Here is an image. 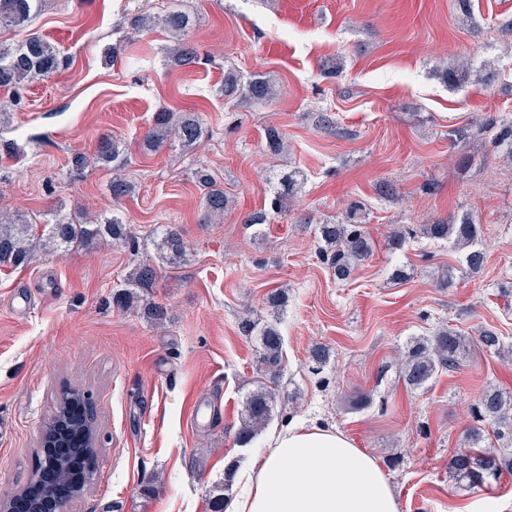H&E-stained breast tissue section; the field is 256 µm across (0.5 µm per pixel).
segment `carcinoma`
<instances>
[{
	"mask_svg": "<svg viewBox=\"0 0 512 512\" xmlns=\"http://www.w3.org/2000/svg\"><path fill=\"white\" fill-rule=\"evenodd\" d=\"M40 0H0V32L12 31L23 36L18 43L0 41V88L20 89L26 83L57 72L65 62L60 49L43 37L29 32V23L35 15ZM193 23L190 12L173 7L163 15H140L131 19L138 30L163 29L173 44L168 47V59L173 65L190 67L198 58L197 49L187 39ZM443 83L460 87L468 82L471 71L465 61H460L439 71ZM277 96L275 85L266 76L253 75L242 80L234 69L224 70V97L228 100L266 104ZM490 134L493 148L512 158V120L492 116L476 130V135ZM204 130L197 113L176 112L168 108L157 110L152 124L142 139L146 151L156 152L165 146L178 145L184 150L193 149L203 138ZM266 147L273 155L283 153L287 141L275 126L266 129ZM94 161L112 171L110 191L112 201L120 203L135 192V186L121 174L126 164L123 144L116 139L99 142ZM195 178L203 189L202 207L204 219L211 222L224 216L230 199L223 185L205 167L195 170ZM304 184L299 170H290L280 178L281 191L271 203L275 214L288 210V201ZM363 204L349 203L343 219L337 224H319L318 238L325 244L321 251L327 264L333 269L338 281L349 278L356 263L372 253V239L362 227ZM423 234L437 240H452L453 245L465 249L467 268L478 272L486 262V255L477 247L481 224L466 214L454 223L437 222L422 225ZM159 238L154 241L157 262L137 265L125 278L123 288L112 293V304L129 309L137 306L138 314L151 323L166 319V310L147 299L140 298V290L154 283L158 270L166 264L170 267L180 261L189 249L188 243L178 230L161 225ZM130 238V228L117 216L101 215L80 224L56 212L43 224H34L20 215L0 221V266H26L36 254L67 252L77 246L90 247L102 240L123 243ZM246 333L257 332L260 348L258 362L261 369L276 379L282 370L283 338L276 325L259 326L247 322ZM503 348L500 334L484 328L477 336H464L446 328L431 337L411 341L403 353L401 376L411 390L429 388L439 374L454 371L463 359L478 349L497 352ZM275 408V393L266 388L252 392L244 402V423L238 432V443L247 444L271 419ZM473 421L464 434L467 448L456 451L448 460V473L456 482H464L472 488H485L500 480L503 474L512 473V393L499 389H486L470 407ZM235 465L224 470V481L209 495L210 512H224L226 496L233 487Z\"/></svg>",
	"mask_w": 512,
	"mask_h": 512,
	"instance_id": "1",
	"label": "carcinoma"
}]
</instances>
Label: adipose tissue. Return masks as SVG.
<instances>
[{"label": "adipose tissue", "mask_w": 512, "mask_h": 512, "mask_svg": "<svg viewBox=\"0 0 512 512\" xmlns=\"http://www.w3.org/2000/svg\"><path fill=\"white\" fill-rule=\"evenodd\" d=\"M236 477L226 512H399L378 461L343 432L291 422Z\"/></svg>", "instance_id": "1"}]
</instances>
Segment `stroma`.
<instances>
[{
  "mask_svg": "<svg viewBox=\"0 0 512 512\" xmlns=\"http://www.w3.org/2000/svg\"><path fill=\"white\" fill-rule=\"evenodd\" d=\"M196 15L189 38L202 61L168 65L161 30L134 32L129 19L161 12L168 0H44L32 23L67 63L18 95L0 91V213L41 219L54 210L75 220L119 209L134 238L38 255L28 267L0 266V496L26 484L39 428L62 391L93 397L101 445L98 471L69 512H209L208 491L231 461L265 446L237 441L246 396L260 379L256 340L244 320L275 323L283 336L282 394L293 395L272 426L302 419L345 433L381 463L399 512H512V478L483 491L456 484L448 459L472 424L470 407L487 387L512 390V362L477 352L441 374L429 391L407 390L401 354L411 338L441 325L475 334L495 327L512 345V168L475 131L487 117L512 118V40L494 33L512 0H184ZM120 44L116 59L107 50ZM343 57L341 76L323 62ZM472 62L459 88L437 75L453 59ZM499 69L493 86L477 75ZM274 75L269 105L225 101L224 71ZM198 113L202 144L188 152H144L160 106ZM332 114L337 130L320 128ZM288 138L283 154L263 145L268 126ZM467 129L460 138L458 129ZM126 147L135 193L114 204L110 171L69 173L74 153L100 137ZM468 154L472 162L460 168ZM208 167L232 200L223 219L202 223L203 192L193 178ZM308 175L285 217L242 223L266 210L276 171ZM393 182L387 200L376 190ZM364 203L374 254L337 282L318 252L314 227ZM482 221L479 273L462 249L418 234L420 225L463 214ZM177 225L186 261L162 268L146 295L164 306L153 325L112 304L117 283L155 257L152 232ZM407 230L401 249L389 235ZM407 277L392 280L396 267ZM285 289L286 301L267 298ZM21 303H12L13 295ZM327 346L313 372L308 352ZM211 404L193 428L198 395Z\"/></svg>",
  "mask_w": 512,
  "mask_h": 512,
  "instance_id": "35a3bbf8",
  "label": "stroma"
}]
</instances>
